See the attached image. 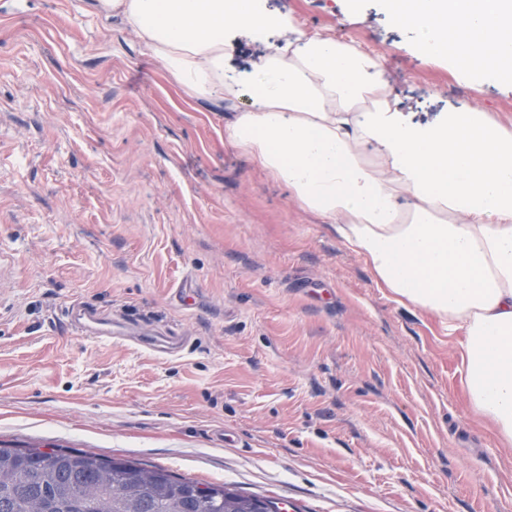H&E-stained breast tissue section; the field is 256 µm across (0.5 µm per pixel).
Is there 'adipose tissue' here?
Instances as JSON below:
<instances>
[{"mask_svg":"<svg viewBox=\"0 0 512 512\" xmlns=\"http://www.w3.org/2000/svg\"><path fill=\"white\" fill-rule=\"evenodd\" d=\"M121 18L193 101H231L224 141L287 184L334 229L376 285L431 315L456 342L470 416L512 448V122L473 107L416 123L382 58L299 30L266 0H93ZM392 21L433 58L512 78V0H394ZM283 34L247 80L224 71L228 28Z\"/></svg>","mask_w":512,"mask_h":512,"instance_id":"ef3b65f1","label":"adipose tissue"}]
</instances>
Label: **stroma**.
Here are the masks:
<instances>
[{"label":"stroma","instance_id":"stroma-1","mask_svg":"<svg viewBox=\"0 0 512 512\" xmlns=\"http://www.w3.org/2000/svg\"><path fill=\"white\" fill-rule=\"evenodd\" d=\"M267 6L382 55L412 121L473 106L512 120V80L421 55L388 0ZM226 38L242 80L281 36ZM249 105L186 100L92 0H0V443L131 459L296 512H512V456L468 418L453 340L225 144ZM75 298L189 343L159 356L73 334Z\"/></svg>","mask_w":512,"mask_h":512}]
</instances>
